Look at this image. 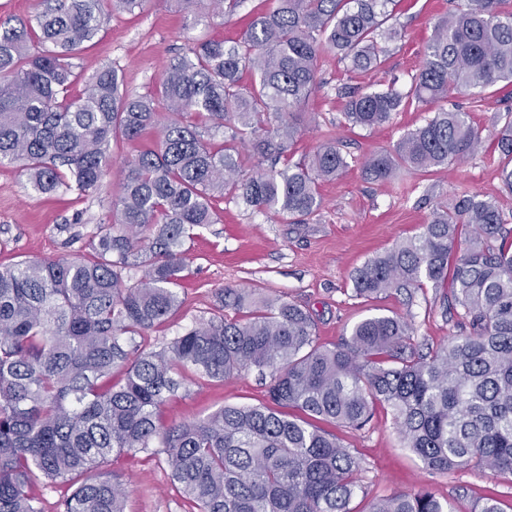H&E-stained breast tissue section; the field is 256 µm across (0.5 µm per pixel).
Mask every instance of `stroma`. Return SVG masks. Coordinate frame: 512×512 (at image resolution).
Wrapping results in <instances>:
<instances>
[{
    "mask_svg": "<svg viewBox=\"0 0 512 512\" xmlns=\"http://www.w3.org/2000/svg\"><path fill=\"white\" fill-rule=\"evenodd\" d=\"M266 0H244L232 14L210 24L186 28L171 0H146L140 14L109 13L96 41L76 60L80 94L88 80L106 65L120 69L125 89L144 95L158 85L175 52L191 39H238ZM450 0H394L392 19L400 35L385 43L381 69L355 78L370 91L379 84L407 91L419 71L423 50L435 24L446 17ZM344 65L330 53L318 60V91L308 103L306 124L293 156L306 153L333 138L343 144L352 162L336 180L320 185L322 207L305 224L255 213L235 202L220 204V220L199 230L188 242L186 268L179 289L181 308L167 323L152 331L158 347L196 321L209 317L217 293L224 288H249L297 303L313 315L320 341H337L344 328L375 314L397 315L414 330V339L428 351L458 334L457 318L445 312L441 290L432 284L415 289L412 297L386 296L365 300L355 296L352 274L374 255L419 233L437 205L455 194L470 192L494 200L512 223V194L504 190L500 170L506 159L494 139L512 108V84H497L457 98L470 112L487 141L464 161L442 166L426 175L400 171L389 183L369 179L362 163L391 149L402 135L423 124L428 106L415 105L396 112L389 123L375 128L350 127L344 116L347 101ZM119 174L107 177L98 190L85 196L74 192L51 196L34 193L16 169L0 166V265L35 258L72 257L88 253L97 224L112 212L119 192ZM268 380L257 371H242L223 381L188 376L187 390L163 409L166 420L205 416L224 405L255 406L268 401ZM340 442L362 459L361 482L369 495L429 489L451 502L456 512H473L475 503L498 491L505 512H512V482L474 470L432 474L404 448L390 408H377L364 429L333 426ZM116 470L126 474L129 493L125 512H188L167 467L144 452L122 457Z\"/></svg>",
    "mask_w": 512,
    "mask_h": 512,
    "instance_id": "obj_1",
    "label": "stroma"
}]
</instances>
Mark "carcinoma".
<instances>
[{
    "instance_id": "1",
    "label": "carcinoma",
    "mask_w": 512,
    "mask_h": 512,
    "mask_svg": "<svg viewBox=\"0 0 512 512\" xmlns=\"http://www.w3.org/2000/svg\"><path fill=\"white\" fill-rule=\"evenodd\" d=\"M172 2L198 24L242 0H211L218 11ZM391 2L272 0L239 39L193 42L155 93L137 97L106 65L72 98L73 59L98 37L105 10L133 14L145 0H53L17 26L0 23V166L35 193L95 191L112 173V142L158 129L153 146L122 162L119 200L96 225L91 256L0 266V512H43L48 487L61 489L64 512H124L114 462L145 451L164 455L193 512H353L361 461L318 423L359 430L378 405L392 409L426 470L512 482V228L477 194L438 206L419 234L352 277L371 299L426 282L448 289L443 306L462 333L428 354L400 317H365L322 344L308 309L235 288L217 293L213 316L147 348L181 305L186 243L217 223L214 202L302 224L317 215L319 184L350 166L334 140L288 162L318 59L336 53L347 75L378 70L382 43L398 36ZM500 82L512 83V0H465L435 26L407 92L354 91L345 117L373 128L403 106ZM482 143L470 113L442 107L364 168L390 182L403 168L462 161ZM247 369L269 376L271 404L163 420L187 372L222 381ZM365 512L454 510L421 489L375 498Z\"/></svg>"
}]
</instances>
